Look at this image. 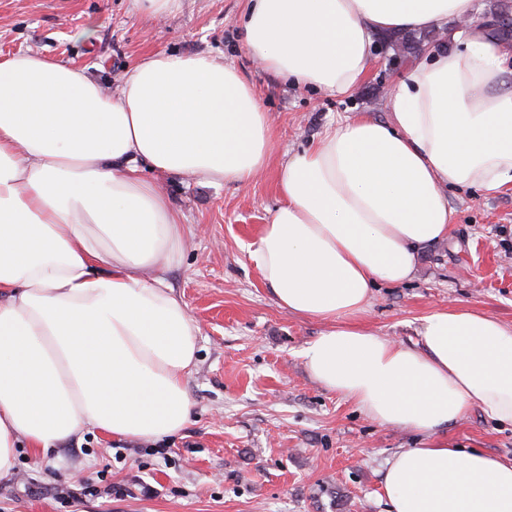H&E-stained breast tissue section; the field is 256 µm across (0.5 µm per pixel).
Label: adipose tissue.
<instances>
[{
  "instance_id": "obj_1",
  "label": "adipose tissue",
  "mask_w": 512,
  "mask_h": 512,
  "mask_svg": "<svg viewBox=\"0 0 512 512\" xmlns=\"http://www.w3.org/2000/svg\"><path fill=\"white\" fill-rule=\"evenodd\" d=\"M479 0H248L242 40L264 71L347 94L375 35L447 30L388 98V116L329 125L287 155L280 204L250 252L271 297L325 329L310 377L373 421L427 434L388 460L390 512H512V461L451 445L470 410L512 425V324L457 307L405 345L359 324L377 283L410 279L447 238L446 188L512 187V55ZM276 149L238 70L157 51L117 91L33 52L0 56V478L20 446L49 458L86 432L179 433L199 326L165 274L196 234L159 178L247 184Z\"/></svg>"
}]
</instances>
